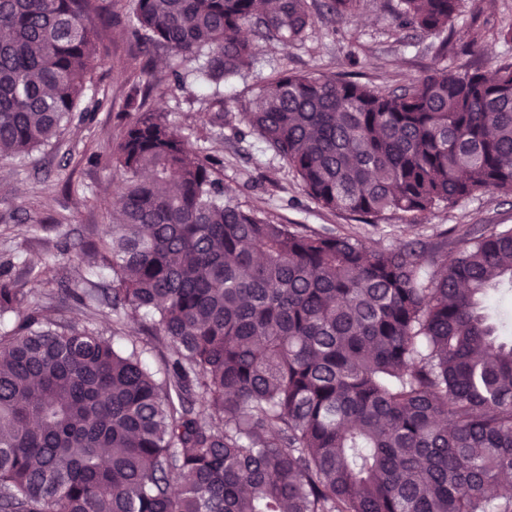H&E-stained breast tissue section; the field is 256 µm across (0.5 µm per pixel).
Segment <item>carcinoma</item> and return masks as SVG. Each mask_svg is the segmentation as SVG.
<instances>
[{"label":"carcinoma","mask_w":512,"mask_h":512,"mask_svg":"<svg viewBox=\"0 0 512 512\" xmlns=\"http://www.w3.org/2000/svg\"><path fill=\"white\" fill-rule=\"evenodd\" d=\"M96 0H0V148L50 144L101 63ZM133 0V32L203 84L253 45L302 42L308 0ZM339 20L359 0H324ZM460 0H399L440 35ZM112 147L123 204L75 251L112 272L106 339L45 323L0 271V512H512V335L484 312L512 286V227L481 224L372 254L350 234L277 224L226 195L158 112ZM240 119L322 208L372 223L512 196V62L433 69L400 92L282 72ZM440 267L426 274L425 264ZM90 312L99 290L61 282ZM163 349L118 342L125 318Z\"/></svg>","instance_id":"carcinoma-1"}]
</instances>
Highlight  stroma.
<instances>
[{
    "mask_svg": "<svg viewBox=\"0 0 512 512\" xmlns=\"http://www.w3.org/2000/svg\"><path fill=\"white\" fill-rule=\"evenodd\" d=\"M397 0H360L355 17L317 20L304 43L283 46L258 42L252 68L226 79L219 91L200 89L193 81L161 82L133 91L132 67L147 64L171 70L175 62L163 50H145L133 33L130 0H99L101 16L112 26L99 45L101 65L88 92L89 111L69 124L54 146L20 158L0 160V263L11 261V274L23 277L22 257L43 259L41 278L33 283V300L49 318L89 323L103 336L112 326L90 319L77 303L66 307L45 298L61 280H88L106 285L109 271L93 264L68 265L67 247L96 240L112 222L116 202L112 173L105 163L88 162L90 153L108 154L133 115L125 103L137 93L145 109L163 113L193 146L210 152L225 187L243 207H260L281 224H303L317 231L351 234L368 246L385 248L398 240H455L476 224L512 226V197L485 192L439 209L409 224L400 216L367 224L357 216L323 210L303 192L292 170L264 148L257 135L235 134L219 127L220 109L235 112L251 106L270 76L295 73H358L362 82L384 91L407 86L431 68H477L511 62L512 42H485L482 52L468 48L473 30L512 24V0H463L448 41L411 28H400L394 14Z\"/></svg>",
    "mask_w": 512,
    "mask_h": 512,
    "instance_id": "35a3bbf8",
    "label": "stroma"
}]
</instances>
